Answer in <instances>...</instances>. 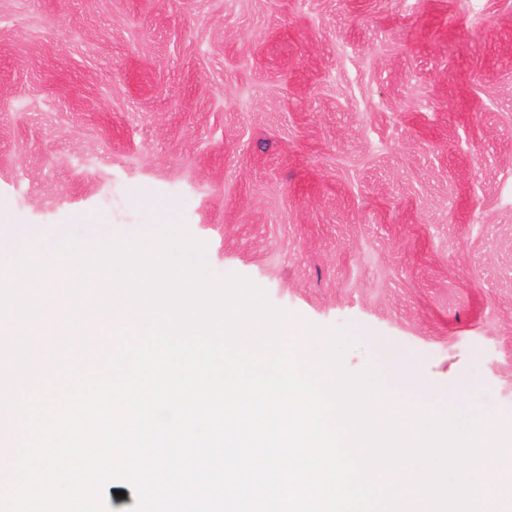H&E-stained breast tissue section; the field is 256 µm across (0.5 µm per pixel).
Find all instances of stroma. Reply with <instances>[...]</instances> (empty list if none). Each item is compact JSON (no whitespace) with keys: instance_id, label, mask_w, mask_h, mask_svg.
Here are the masks:
<instances>
[{"instance_id":"obj_1","label":"stroma","mask_w":512,"mask_h":512,"mask_svg":"<svg viewBox=\"0 0 512 512\" xmlns=\"http://www.w3.org/2000/svg\"><path fill=\"white\" fill-rule=\"evenodd\" d=\"M184 224L349 370L512 418V0H0V214Z\"/></svg>"}]
</instances>
